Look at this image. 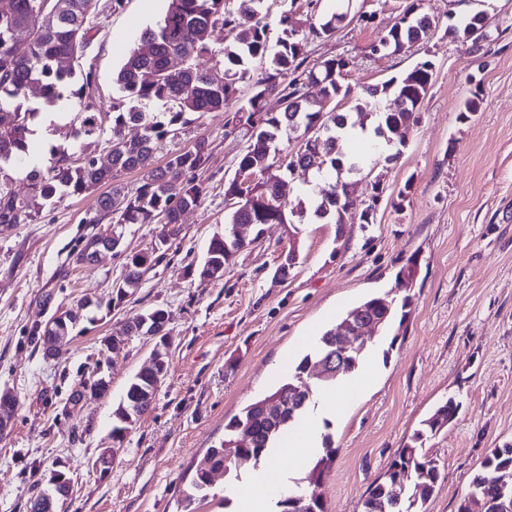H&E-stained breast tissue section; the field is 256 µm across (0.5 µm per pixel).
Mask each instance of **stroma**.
I'll return each instance as SVG.
<instances>
[{"label": "stroma", "mask_w": 512, "mask_h": 512, "mask_svg": "<svg viewBox=\"0 0 512 512\" xmlns=\"http://www.w3.org/2000/svg\"><path fill=\"white\" fill-rule=\"evenodd\" d=\"M268 0L266 22L276 27L292 11L301 27L313 15L335 10L348 19L328 38H309V63L352 57L346 81L354 93L382 84L416 63L433 64V82L418 125L402 132L398 158L357 173L358 184L344 235L314 217L290 236L269 224L259 241L231 258L218 280L185 273L200 264L214 235L223 233L228 210L224 183L232 179L245 141L225 127L224 116L192 119L162 144L158 157L208 143L196 175L206 189L200 207L182 217L178 236L160 243L159 224L127 227L124 247L156 258L140 288L112 302L124 257L94 265L72 262L89 228L83 219L98 197L91 190L62 194L36 221L0 224V390L17 397L12 427L0 437V512H26L33 484L53 471L67 473L71 492L58 512H182L183 492L196 463L224 438V424L275 386L276 359L300 358L304 337L334 327L351 306L396 288L409 258L420 274L412 290L407 330L382 336L389 349L375 384L331 420L336 460L322 476L327 512H361L369 486L382 475L421 420L447 398L459 402L456 420L426 446L443 481L428 512H457L486 453L512 444V0H421L434 18L429 40L392 58L371 57L369 47L399 18L402 0ZM169 0H123L100 14L94 39L99 121L112 126V103L121 99L116 77L141 33L163 19ZM487 13L485 53L469 55L448 36L449 14ZM482 101L468 118L465 99ZM32 141L42 155L56 147L107 158V137H75L70 101L36 103ZM382 201L369 225L358 222L371 202L373 183ZM298 264L276 274L289 250ZM73 308L84 298L108 301L69 336L57 357L35 350L32 331L49 316L44 295ZM169 311L170 369L153 408L128 434L108 472L94 467L108 442L112 410L133 375L149 360L153 339L128 337L120 352H102L101 339L151 308ZM102 367L110 394L88 399L81 412L65 405L82 374Z\"/></svg>", "instance_id": "stroma-1"}]
</instances>
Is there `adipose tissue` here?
<instances>
[{
    "label": "adipose tissue",
    "instance_id": "obj_1",
    "mask_svg": "<svg viewBox=\"0 0 512 512\" xmlns=\"http://www.w3.org/2000/svg\"><path fill=\"white\" fill-rule=\"evenodd\" d=\"M373 380L374 369L367 363L352 378L316 391L317 410L310 412L288 433L293 463H304L319 451L322 417L342 409L367 389ZM286 477L284 467L277 461L269 460L250 472L245 485H231L225 487L224 492L233 498L235 512H272L277 496L287 490Z\"/></svg>",
    "mask_w": 512,
    "mask_h": 512
}]
</instances>
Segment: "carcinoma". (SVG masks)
Masks as SVG:
<instances>
[{"label":"carcinoma","mask_w":512,"mask_h":512,"mask_svg":"<svg viewBox=\"0 0 512 512\" xmlns=\"http://www.w3.org/2000/svg\"><path fill=\"white\" fill-rule=\"evenodd\" d=\"M265 0H170L162 22L156 29L145 30L139 43L129 52L117 82L122 93L139 103H162L167 112H146L134 106L124 111L114 107L112 146L108 161L87 156L81 163L73 154L59 147L52 154L49 167H31L26 174L29 195L21 197L0 186V224H25L39 214L34 201L48 202L60 192L81 194L89 189L107 187L96 200L93 214L82 219L84 224H101L110 219L112 230L93 233L73 254V262L83 264L91 255L123 254L121 246L129 224H163L160 244L179 232L182 214L202 203L205 187L194 183L190 174L204 168L207 145L199 140L180 153L158 164V146L187 123L186 115L222 112L225 124L244 131L248 145L237 157V168H248L259 176L253 197L246 208H233L228 214L224 235L214 236L208 245L204 262L186 270L187 275L207 271L212 279L224 276V267L245 244L238 227H253V240L263 234L265 224H288L298 230L288 214L304 209L303 201L288 209L294 187L276 178L262 175L276 163L278 141L298 129L314 130L308 144L299 147L287 168L298 166L332 178L328 186L309 199L314 214L332 217L336 237H343L350 218L349 191L356 182L342 180L343 173L360 171L358 161L339 147L344 133L355 128L347 113L329 103L347 97L351 88L342 79L354 66L346 57L327 58L312 67L305 66L307 35L329 37L345 22L347 15L333 13L310 24L308 32L295 26L292 16L284 11L278 25L282 37L276 44L269 39L264 22ZM99 0H0V164L26 162L36 148L30 140L29 123L37 113L24 106L22 98L31 88L39 91L46 103L69 97L77 109L79 129L76 136L92 138L101 134L97 123V100L92 96L95 73L89 60L97 22ZM488 17L482 12L448 25V35L467 45L475 55L481 50L482 31ZM236 32L234 43L224 47V82L216 83L197 60L212 54L211 35L216 27ZM433 21L420 12L418 0H403L398 21L370 46V56H398L425 39ZM432 64L420 62L399 76L389 78L379 88L358 98L355 108L375 111L373 136L389 143L397 141V132L414 126L420 120V106L431 86ZM320 86L322 98L310 105L308 86ZM392 95L393 107L380 109L378 95ZM142 174L140 185L129 188L116 183L123 172ZM181 185L178 194L175 185ZM150 266L149 257L139 253L126 255L124 276L116 285L117 299L140 288ZM404 273L401 304L387 294L368 297L342 316L339 324L319 336L276 388L246 406L238 416L224 424V440L209 449L197 463L189 490L185 493L184 512L210 496L213 477L228 473L240 460L260 462L269 449L277 447L286 433L310 410L316 385L334 384L354 373L364 360L366 346L359 343L346 349L344 371L332 378L311 379L318 364L343 349L342 335L361 323H380V328L403 331L412 311L414 288L419 275L418 264L408 259L400 268ZM101 302L85 299L77 309L55 310L38 330L36 343L44 350L54 347L60 336H69L81 320L80 311L100 308ZM170 313L154 308L127 325L122 336L102 340L106 349H121L127 336H164ZM170 363L166 350L152 354L151 363L139 370L116 407L112 410V444L121 448L132 425L152 407L158 386L166 376ZM102 384L101 376L91 373L81 379L69 403H81L82 390ZM459 404L448 398L420 423L411 443L401 449L388 469L372 484L362 501V512H426L423 505L435 492L441 479L438 461L429 455L425 442L451 424ZM322 455L309 470L298 492L300 500L282 495L276 501L277 512H325L319 491L324 470L336 458L332 437H322ZM64 494L54 486L38 488L30 497L27 512H57ZM457 512H512V445L494 448L482 460L470 481Z\"/></svg>","instance_id":"1"}]
</instances>
